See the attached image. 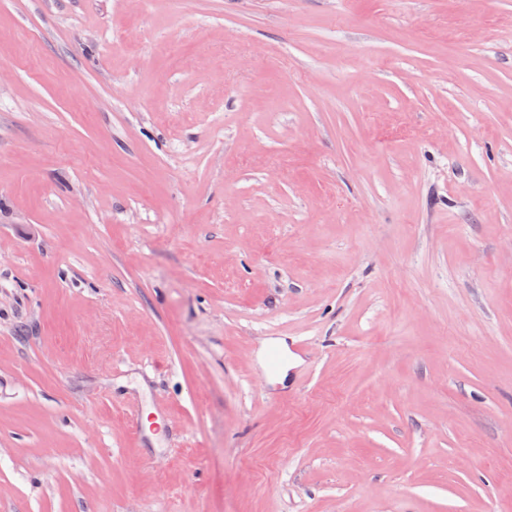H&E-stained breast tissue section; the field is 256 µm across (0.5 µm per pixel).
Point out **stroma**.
<instances>
[{
	"label": "stroma",
	"mask_w": 512,
	"mask_h": 512,
	"mask_svg": "<svg viewBox=\"0 0 512 512\" xmlns=\"http://www.w3.org/2000/svg\"><path fill=\"white\" fill-rule=\"evenodd\" d=\"M0 512H512V0H0Z\"/></svg>",
	"instance_id": "obj_1"
}]
</instances>
